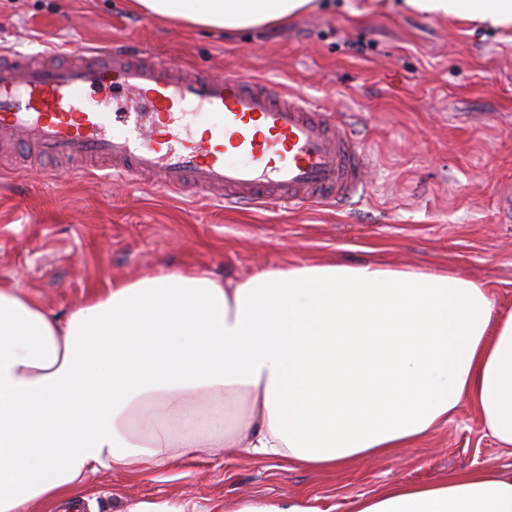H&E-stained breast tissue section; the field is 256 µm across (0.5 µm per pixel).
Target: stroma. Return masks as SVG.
<instances>
[{
	"label": "stroma",
	"mask_w": 512,
	"mask_h": 512,
	"mask_svg": "<svg viewBox=\"0 0 512 512\" xmlns=\"http://www.w3.org/2000/svg\"><path fill=\"white\" fill-rule=\"evenodd\" d=\"M57 43L125 44L301 91L364 143L367 186L341 208H231L79 170L45 181L33 163L6 154L0 283L63 316L115 279L163 269L242 280L289 260L379 261L484 280L512 305V35L402 0H315L288 25L234 32L155 19L133 0H0V49L37 54ZM473 468L511 471L512 447L497 446L464 406L425 440L333 473L228 462L213 448L187 469L98 473L84 493L98 512L165 500L232 512L245 498L350 512L355 497L388 483Z\"/></svg>",
	"instance_id": "1"
}]
</instances>
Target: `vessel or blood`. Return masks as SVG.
<instances>
[{"label":"vessel or blood","mask_w":512,"mask_h":512,"mask_svg":"<svg viewBox=\"0 0 512 512\" xmlns=\"http://www.w3.org/2000/svg\"><path fill=\"white\" fill-rule=\"evenodd\" d=\"M61 58L0 59V144L168 194L225 204L350 200L366 152L299 91L240 75L183 72L171 60L67 46ZM211 119L197 132L194 118Z\"/></svg>","instance_id":"1"}]
</instances>
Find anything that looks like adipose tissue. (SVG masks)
I'll list each match as a JSON object with an SVG mask.
<instances>
[{"mask_svg": "<svg viewBox=\"0 0 512 512\" xmlns=\"http://www.w3.org/2000/svg\"><path fill=\"white\" fill-rule=\"evenodd\" d=\"M512 29V0H403ZM224 31L313 0H137ZM247 418L225 428L231 400ZM469 405L512 447V308L485 282L377 263L288 262L113 281L66 317L0 284V512H77L86 479L220 448L333 470L423 439ZM351 512H512V471L389 484Z\"/></svg>", "mask_w": 512, "mask_h": 512, "instance_id": "1", "label": "adipose tissue"}]
</instances>
